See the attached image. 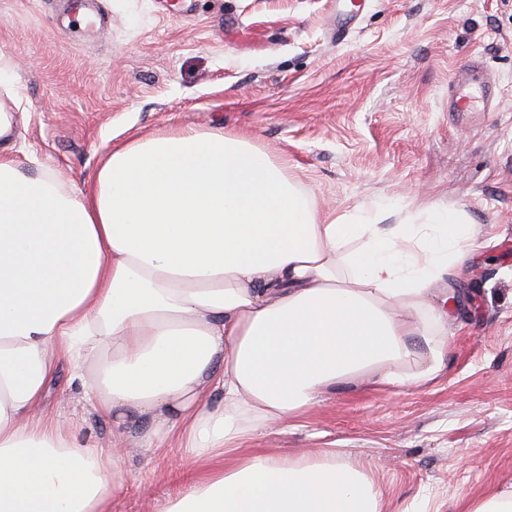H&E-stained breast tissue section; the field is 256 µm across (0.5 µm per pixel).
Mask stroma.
I'll list each match as a JSON object with an SVG mask.
<instances>
[{"instance_id":"stroma-1","label":"stroma","mask_w":512,"mask_h":512,"mask_svg":"<svg viewBox=\"0 0 512 512\" xmlns=\"http://www.w3.org/2000/svg\"><path fill=\"white\" fill-rule=\"evenodd\" d=\"M0 0V67L16 95L0 151L28 175L91 178L112 148L185 127L240 134L288 167L317 209L391 204L398 223L463 209L475 238L445 283V372L417 388L338 386L248 445L337 450L368 465L386 512H458L512 491V0H367L344 41L336 0ZM489 76L482 112L448 109L459 68ZM178 456L130 451L109 512H160Z\"/></svg>"}]
</instances>
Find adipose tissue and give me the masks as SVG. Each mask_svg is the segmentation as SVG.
Returning <instances> with one entry per match:
<instances>
[{
  "label": "adipose tissue",
  "mask_w": 512,
  "mask_h": 512,
  "mask_svg": "<svg viewBox=\"0 0 512 512\" xmlns=\"http://www.w3.org/2000/svg\"><path fill=\"white\" fill-rule=\"evenodd\" d=\"M433 205L320 217L244 137L179 129L114 149L82 187L0 157V512H108L122 440L40 412L59 359L84 408L178 443L162 512H384L340 454L245 448L337 382L410 388L448 352L443 276L473 239Z\"/></svg>",
  "instance_id": "ef3b65f1"
}]
</instances>
